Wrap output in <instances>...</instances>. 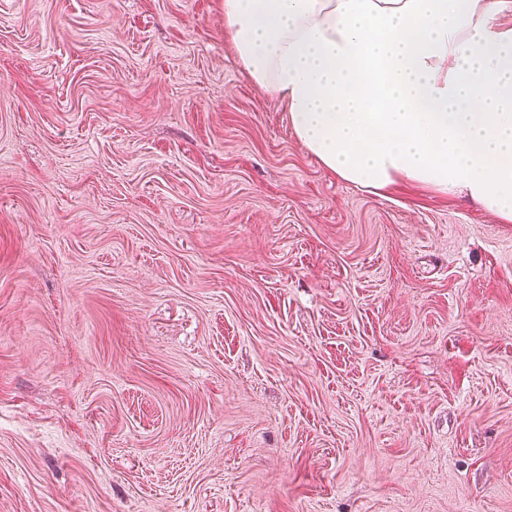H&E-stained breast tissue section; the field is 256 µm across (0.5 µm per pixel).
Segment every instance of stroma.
Masks as SVG:
<instances>
[{
  "label": "stroma",
  "instance_id": "stroma-1",
  "mask_svg": "<svg viewBox=\"0 0 512 512\" xmlns=\"http://www.w3.org/2000/svg\"><path fill=\"white\" fill-rule=\"evenodd\" d=\"M0 512H512V223L325 170L224 0H0Z\"/></svg>",
  "mask_w": 512,
  "mask_h": 512
}]
</instances>
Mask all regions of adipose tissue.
<instances>
[{"label":"adipose tissue","instance_id":"ef3b65f1","mask_svg":"<svg viewBox=\"0 0 512 512\" xmlns=\"http://www.w3.org/2000/svg\"><path fill=\"white\" fill-rule=\"evenodd\" d=\"M512 0H224L242 69L321 165L512 222Z\"/></svg>","mask_w":512,"mask_h":512}]
</instances>
